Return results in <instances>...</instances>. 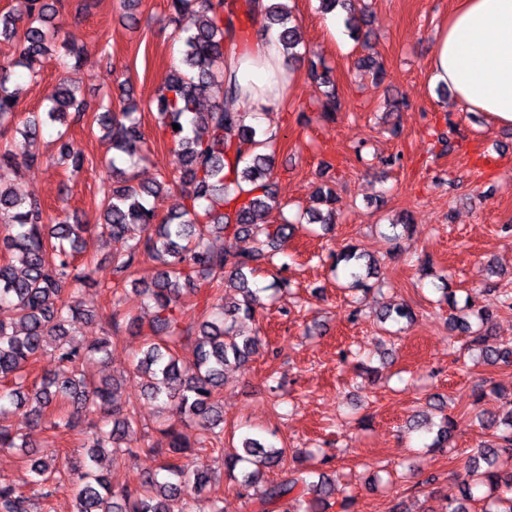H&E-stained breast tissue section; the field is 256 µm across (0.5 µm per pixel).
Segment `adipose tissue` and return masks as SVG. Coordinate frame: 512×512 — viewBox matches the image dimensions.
<instances>
[{
    "mask_svg": "<svg viewBox=\"0 0 512 512\" xmlns=\"http://www.w3.org/2000/svg\"><path fill=\"white\" fill-rule=\"evenodd\" d=\"M294 75L272 33L233 51L225 67L226 81L238 85L239 100L252 112L286 103ZM431 79L466 109L512 127V0H459L437 32Z\"/></svg>",
    "mask_w": 512,
    "mask_h": 512,
    "instance_id": "adipose-tissue-1",
    "label": "adipose tissue"
}]
</instances>
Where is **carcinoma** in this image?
<instances>
[{
    "mask_svg": "<svg viewBox=\"0 0 512 512\" xmlns=\"http://www.w3.org/2000/svg\"><path fill=\"white\" fill-rule=\"evenodd\" d=\"M26 18L0 16V37L17 40L18 57L0 67V135L5 125L18 116L23 86L12 79L14 69L25 68L29 80H37L34 61L60 47L82 63L79 49L60 41L49 25L54 5L49 0H29ZM170 22L182 45V67L173 70L171 80L160 90L153 104L163 140L181 158L178 177L186 192V203L177 212L158 219L148 198L159 197L168 184L151 186L131 183L122 164L132 162L145 144L138 108L122 106L114 112L111 103L95 104L77 96V89L61 79L45 97L42 112H30L22 121L21 133L35 142L48 124L78 121L92 111L106 137L112 141V190L102 203L100 237L115 246L113 274L136 271L145 261L156 263L151 285L143 288L145 306L151 309L149 325L127 315L126 326L146 334L145 348L134 365V374L147 382L143 396L161 401L166 427L162 434L168 448L132 445L127 432L136 424L133 408L113 404L115 384L96 381L81 370L89 360L105 361L111 337L104 336L91 346L73 343V326L88 314L68 301V296L97 284L98 268L92 263H76L82 253L87 224L70 223L69 214L60 212L47 224L42 205L34 199L13 194L0 179V232L11 260L0 264V306L8 314L0 316V417L24 411L32 426H45L63 432L77 427L80 412L95 407L112 416V428L86 436L87 459L70 465L76 474L68 488L58 481L61 469L43 458H31L32 444L25 435L0 425V449H17L28 458L31 482L40 486V497L47 500L65 489L74 501L73 512H169L167 501L202 491L212 483L205 466L194 465L186 454L187 444L179 425L195 424L200 443L220 439L224 412L217 397L224 387V368L244 365L259 354L257 336H243L237 319L254 318L262 306L261 288L250 286V277L263 265L274 263L282 242L295 232L293 221L282 217L270 224L267 216L281 209L270 189L274 172L275 137L258 126L244 122L245 113L224 109V97L235 94V86L225 84L226 44L237 41L236 15L229 0H168ZM263 33L274 31L290 59L303 60L309 54L299 25L291 20L282 0H270L264 7ZM309 75L323 87L320 112L335 117L342 103L322 58L309 60ZM214 99L203 109L201 101ZM178 124L175 130L172 124ZM59 154L71 161V172L84 165L82 150L74 147L68 130L57 131ZM333 190L324 185L315 193L316 207L307 211L310 224L336 223ZM141 229L138 238L129 236L133 227ZM213 233L223 235L221 250L210 245ZM249 236L254 247L239 252L233 241ZM350 268L352 288L368 291L366 280L373 277L375 263L353 246L336 254L335 263ZM205 285L233 288L240 295L230 303H217L193 332L177 330L174 312L199 294ZM413 321L412 310L398 305L380 315V321ZM491 314L467 299L459 313L450 314L454 328L471 337L486 364L512 362V342L498 341L485 328ZM22 327L18 332L16 327ZM52 348L56 370L29 381L30 368L37 357ZM496 408L479 411L484 429L493 432L494 441L483 442L469 457L461 478V497L448 501L447 512H472V504L482 502V512H512V465L495 467L500 452L512 456V397L499 398ZM456 422L447 415L437 424L431 448L450 443ZM112 454L132 462L141 452L168 454L160 470L139 474L138 481L112 486L109 477L96 468L99 453ZM224 454L227 476L245 491L260 493L264 505L291 499L292 512H324L326 498L333 491V480L324 472H288L279 482L265 480V470L285 466L287 450L265 444L255 434H246L241 445H231ZM30 499L16 485L0 478V512H30Z\"/></svg>",
    "mask_w": 512,
    "mask_h": 512,
    "instance_id": "1",
    "label": "carcinoma"
}]
</instances>
